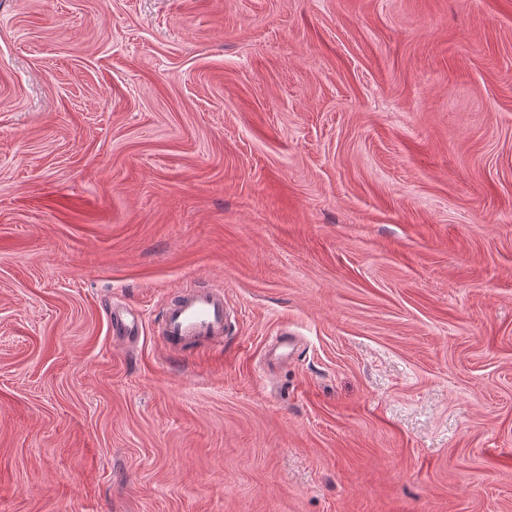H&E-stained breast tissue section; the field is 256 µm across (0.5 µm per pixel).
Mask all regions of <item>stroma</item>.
<instances>
[{
    "label": "stroma",
    "mask_w": 512,
    "mask_h": 512,
    "mask_svg": "<svg viewBox=\"0 0 512 512\" xmlns=\"http://www.w3.org/2000/svg\"><path fill=\"white\" fill-rule=\"evenodd\" d=\"M0 512H512V0H0ZM160 335L171 348L210 340L224 342V289L212 286L203 290L177 292L166 305ZM140 317L130 308L112 310V331L122 336L135 335L138 332Z\"/></svg>",
    "instance_id": "stroma-1"
}]
</instances>
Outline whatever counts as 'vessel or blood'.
Segmentation results:
<instances>
[{
  "instance_id": "b4317fda",
  "label": "vessel or blood",
  "mask_w": 512,
  "mask_h": 512,
  "mask_svg": "<svg viewBox=\"0 0 512 512\" xmlns=\"http://www.w3.org/2000/svg\"><path fill=\"white\" fill-rule=\"evenodd\" d=\"M160 335L172 347L209 340L224 341V290L214 286L203 290L177 292L166 305ZM140 317L132 309L122 307L112 311V331L122 336L137 333Z\"/></svg>"
}]
</instances>
